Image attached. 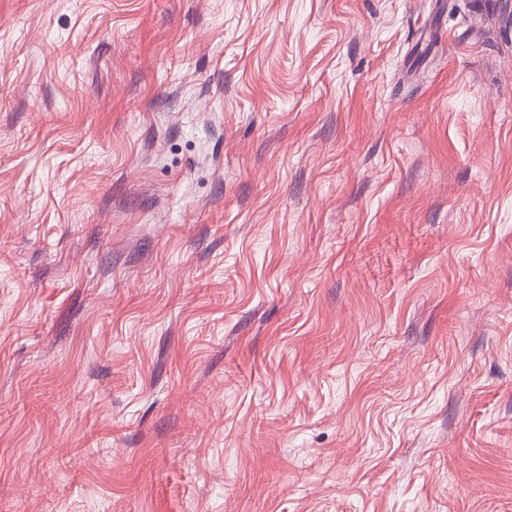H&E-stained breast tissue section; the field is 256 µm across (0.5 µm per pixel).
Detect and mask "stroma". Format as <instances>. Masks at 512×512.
I'll return each instance as SVG.
<instances>
[{"mask_svg":"<svg viewBox=\"0 0 512 512\" xmlns=\"http://www.w3.org/2000/svg\"><path fill=\"white\" fill-rule=\"evenodd\" d=\"M512 0H0V512H512Z\"/></svg>","mask_w":512,"mask_h":512,"instance_id":"obj_1","label":"stroma"}]
</instances>
